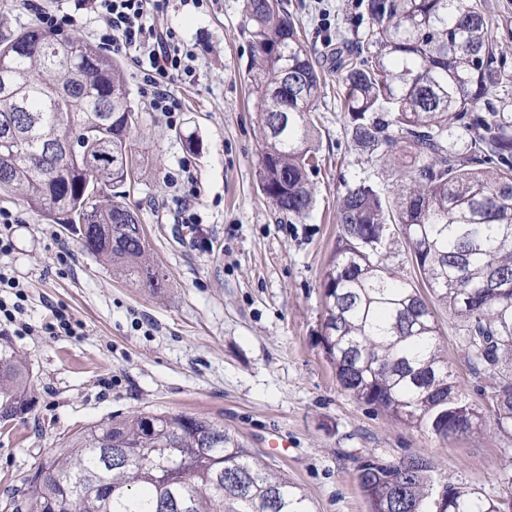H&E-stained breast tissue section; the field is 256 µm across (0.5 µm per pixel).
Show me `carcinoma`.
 I'll list each match as a JSON object with an SVG mask.
<instances>
[{
  "label": "carcinoma",
  "mask_w": 512,
  "mask_h": 512,
  "mask_svg": "<svg viewBox=\"0 0 512 512\" xmlns=\"http://www.w3.org/2000/svg\"><path fill=\"white\" fill-rule=\"evenodd\" d=\"M367 22L332 48L348 135L399 174L384 195L361 182L340 199L341 233L323 279L324 348L355 400L391 420L472 433L491 419L512 433V70L488 32L482 0H362ZM254 60L248 85L266 132L258 184L272 208L304 218L317 169L312 112L324 80L280 0H245ZM0 197L22 200L74 231L112 273L144 288L164 276L147 258L142 224L112 192L139 166L142 121L123 66L87 41L35 25L0 40ZM288 113V123L274 118ZM74 151L54 180L47 142ZM402 235L422 286L392 275L384 253ZM430 291L460 327L479 402L455 393ZM29 369L0 347V412L29 409ZM108 448L126 458L112 463ZM359 486L369 512H420L431 465L421 456L368 458ZM17 512H312L284 474L209 420L138 410L92 424L54 448L28 479ZM440 512H512V497L448 490Z\"/></svg>",
  "instance_id": "carcinoma-1"
}]
</instances>
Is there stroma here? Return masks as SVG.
I'll use <instances>...</instances> for the list:
<instances>
[{
    "mask_svg": "<svg viewBox=\"0 0 512 512\" xmlns=\"http://www.w3.org/2000/svg\"><path fill=\"white\" fill-rule=\"evenodd\" d=\"M355 0H284L311 51L323 55L332 26ZM157 22L176 28L194 50L196 77L175 83L183 105L174 120L151 111L131 61L129 88L142 113L134 132L140 165L126 201L145 231L157 291L112 274L75 233L48 223L17 199L10 211L15 249L0 257L14 276L31 332H0V343L29 364L33 405L0 426V512L51 449L76 431L115 415L149 409L188 413L236 432L288 476L314 512H368L358 465L368 457L411 454L431 465L433 494L451 488L486 496L512 473V434L493 423L443 442L395 421L344 392L323 347V276L336 245V211L348 187L368 180L392 192L391 169L369 162L346 135L335 73L313 119L322 163L311 174L314 208L302 220L276 213L256 180L264 137L248 97L254 50L244 31V0H170ZM195 189H175L180 164ZM201 221L178 224L185 205ZM63 314L73 334L44 326ZM440 345L456 389L476 399L479 385L458 349V326L438 313Z\"/></svg>",
    "mask_w": 512,
    "mask_h": 512,
    "instance_id": "obj_1",
    "label": "stroma"
}]
</instances>
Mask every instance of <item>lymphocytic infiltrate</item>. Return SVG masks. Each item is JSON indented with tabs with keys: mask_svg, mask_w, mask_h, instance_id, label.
<instances>
[{
	"mask_svg": "<svg viewBox=\"0 0 512 512\" xmlns=\"http://www.w3.org/2000/svg\"><path fill=\"white\" fill-rule=\"evenodd\" d=\"M168 4L169 0H91L90 9L94 39L131 59L150 109L171 118L182 109L171 85L175 78L192 74L195 56L178 31L156 27V15Z\"/></svg>",
	"mask_w": 512,
	"mask_h": 512,
	"instance_id": "lymphocytic-infiltrate-1",
	"label": "lymphocytic infiltrate"
}]
</instances>
